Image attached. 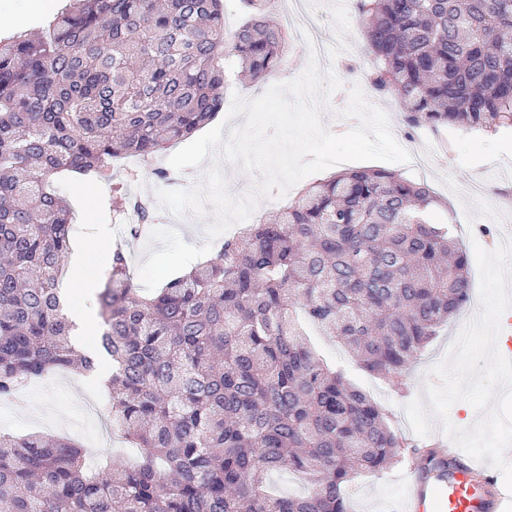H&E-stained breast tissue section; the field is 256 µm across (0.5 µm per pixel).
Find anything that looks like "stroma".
<instances>
[{"mask_svg":"<svg viewBox=\"0 0 512 512\" xmlns=\"http://www.w3.org/2000/svg\"><path fill=\"white\" fill-rule=\"evenodd\" d=\"M312 21L318 27L320 37L329 49L327 60L345 84L335 93L323 112L322 120L327 129L343 134L356 127L351 118L337 117V110L348 100L346 88L362 82L371 62L365 52L346 59L333 54L340 34H348L357 45H364L365 25L355 12L350 0L336 6L335 0H315ZM356 62L357 69L347 72V62ZM388 117L390 129L402 147L416 145L432 156L429 168L420 169L412 164L393 163L390 171L410 181L426 185L439 198L432 212V220L438 224L455 225L457 239L465 250H472V227L484 224L495 230L512 226V210L492 208L484 213H474L467 204L469 190L473 184L483 181L493 187L512 188V152H500L503 141H512V129L499 130L497 135L486 139L473 137L471 133L456 127L432 130L428 127L407 129L402 121L403 106L397 99H381L377 102ZM167 156L150 161L148 170L142 171L133 191L149 205H156L155 189L186 188L196 184L199 171L188 168L176 173L174 180L161 183L152 174V169L168 167ZM112 191L109 184H100L93 204L86 216L74 217V240L76 245L89 244L100 228H113L110 212ZM465 315L451 318L439 336L425 349L404 378L402 388H395L379 377L364 371L355 355L336 339L313 333L311 340L316 349L330 362L344 369L347 377L374 399L386 411L392 428L409 444L420 441L412 430L404 407L423 394L428 381V371L440 361L458 332L465 326ZM98 405L103 412L109 411V400L101 385L91 379L72 373L53 372L29 383L22 395L21 403L0 400V432L24 435L41 432L51 436L70 437L88 451L89 464L106 463L109 468L120 469L134 463L133 449L123 439L103 441L104 420L101 416L88 414V405ZM407 485L398 467H390L377 475L354 476L347 499L348 512H393L406 496Z\"/></svg>","mask_w":512,"mask_h":512,"instance_id":"35a3bbf8","label":"stroma"}]
</instances>
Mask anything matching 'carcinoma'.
I'll use <instances>...</instances> for the list:
<instances>
[{
    "instance_id": "obj_1",
    "label": "carcinoma",
    "mask_w": 512,
    "mask_h": 512,
    "mask_svg": "<svg viewBox=\"0 0 512 512\" xmlns=\"http://www.w3.org/2000/svg\"><path fill=\"white\" fill-rule=\"evenodd\" d=\"M241 2L248 18L227 31L223 0H69L39 35L0 39V399L109 360L110 425L139 457L90 475L71 440L0 434V512H348L355 474L403 457L383 410L294 313L400 383L471 295L467 253L431 221L422 184L365 169L314 183L153 295L115 248L90 353L63 314L71 210L53 180H106L117 214L155 224L113 162L206 125L224 108L227 58L253 80L286 63L265 0ZM354 2L369 88L400 100L406 127L512 129V0ZM410 453L423 476L447 475V451ZM283 470L307 492L271 494Z\"/></svg>"
}]
</instances>
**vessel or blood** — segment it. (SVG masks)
Returning a JSON list of instances; mask_svg holds the SVG:
<instances>
[{"instance_id": "1", "label": "vessel or blood", "mask_w": 512, "mask_h": 512, "mask_svg": "<svg viewBox=\"0 0 512 512\" xmlns=\"http://www.w3.org/2000/svg\"><path fill=\"white\" fill-rule=\"evenodd\" d=\"M452 455L455 464L447 477L431 485L423 481L417 467H409L410 493L403 512H512V493L504 483L461 449H453Z\"/></svg>"}]
</instances>
